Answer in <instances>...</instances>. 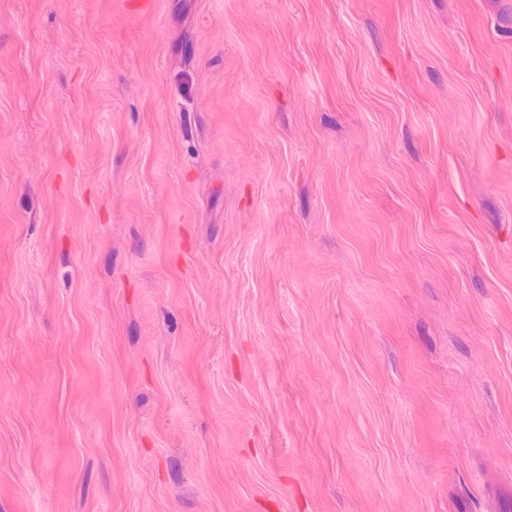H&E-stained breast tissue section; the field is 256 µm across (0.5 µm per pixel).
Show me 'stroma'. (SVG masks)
Instances as JSON below:
<instances>
[{"label": "stroma", "mask_w": 512, "mask_h": 512, "mask_svg": "<svg viewBox=\"0 0 512 512\" xmlns=\"http://www.w3.org/2000/svg\"><path fill=\"white\" fill-rule=\"evenodd\" d=\"M0 512H512V0H0Z\"/></svg>", "instance_id": "35a3bbf8"}]
</instances>
